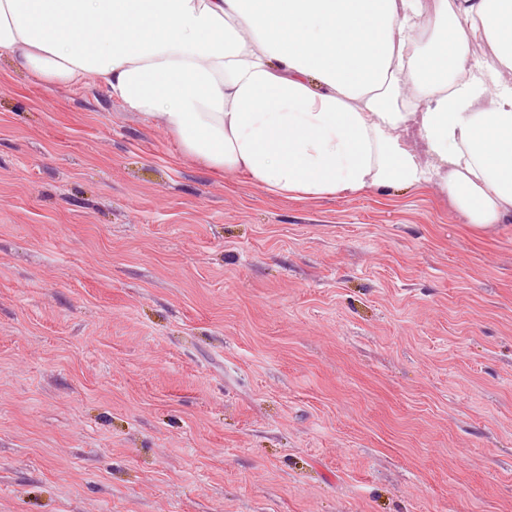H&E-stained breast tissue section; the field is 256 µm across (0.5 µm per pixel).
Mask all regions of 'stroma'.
Here are the masks:
<instances>
[{
	"label": "stroma",
	"mask_w": 512,
	"mask_h": 512,
	"mask_svg": "<svg viewBox=\"0 0 512 512\" xmlns=\"http://www.w3.org/2000/svg\"><path fill=\"white\" fill-rule=\"evenodd\" d=\"M0 512H512V221L278 197L1 55Z\"/></svg>",
	"instance_id": "35a3bbf8"
}]
</instances>
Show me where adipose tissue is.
I'll use <instances>...</instances> for the list:
<instances>
[{"label":"adipose tissue","instance_id":"adipose-tissue-1","mask_svg":"<svg viewBox=\"0 0 512 512\" xmlns=\"http://www.w3.org/2000/svg\"><path fill=\"white\" fill-rule=\"evenodd\" d=\"M1 55L276 196L434 185L512 217V0H0Z\"/></svg>","mask_w":512,"mask_h":512}]
</instances>
